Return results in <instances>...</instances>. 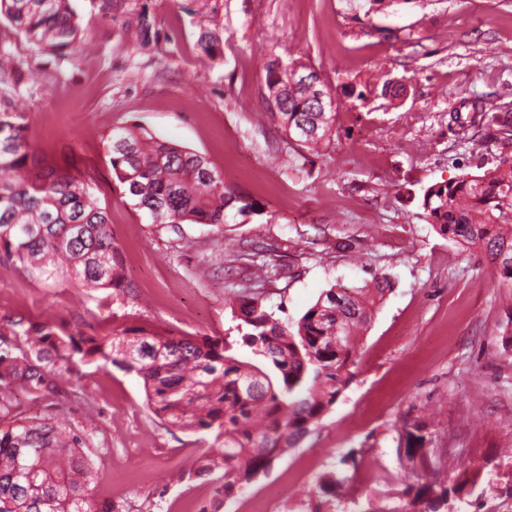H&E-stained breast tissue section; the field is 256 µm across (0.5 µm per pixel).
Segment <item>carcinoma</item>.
Segmentation results:
<instances>
[{
    "mask_svg": "<svg viewBox=\"0 0 512 512\" xmlns=\"http://www.w3.org/2000/svg\"><path fill=\"white\" fill-rule=\"evenodd\" d=\"M7 20L42 51L62 54L81 42L70 0H0ZM141 43L151 41L153 21L139 13ZM218 32L200 28L197 46L213 57ZM266 99L288 139L316 150L331 143L334 100L312 72L296 62L264 64ZM512 141V122L472 104ZM30 142L24 115L0 107V248L19 262L52 268L95 289L123 287L119 249L110 219L89 191L87 177L28 168ZM112 173L125 202L151 224H222L224 210L240 197L201 154L158 141L137 126L112 133ZM423 209L437 233L482 254L498 286L512 295V156L480 174L429 186ZM391 288L385 277L354 289L330 288L295 322H280L258 298L240 301L235 330L241 346L261 364L236 357L227 338L169 336L146 328L118 336H86L65 325L0 318V512H112L90 504L92 470L82 438L46 420L7 423L12 398L34 399L56 391L55 378L74 356L104 360L143 380L152 411L169 425L214 434L196 474L223 471L216 496L223 500L265 474L280 453L294 448L331 408L351 379L356 337ZM427 425L412 423L397 448L412 461L427 441ZM350 476L334 471L321 490L336 493ZM469 478L453 487L420 485L390 512H444L448 492L466 493Z\"/></svg>",
    "mask_w": 512,
    "mask_h": 512,
    "instance_id": "cac0c4a2",
    "label": "carcinoma"
}]
</instances>
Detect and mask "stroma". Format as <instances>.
Wrapping results in <instances>:
<instances>
[{
    "instance_id": "stroma-1",
    "label": "stroma",
    "mask_w": 512,
    "mask_h": 512,
    "mask_svg": "<svg viewBox=\"0 0 512 512\" xmlns=\"http://www.w3.org/2000/svg\"><path fill=\"white\" fill-rule=\"evenodd\" d=\"M91 49L45 53L0 22V100L23 108L31 167L89 175L123 265V292L92 289L22 266L0 251V316L56 321L91 336L132 327L225 336L238 297H259L297 320L332 286L386 276L391 288L361 334L354 378L319 424L242 486L219 512H381L409 487L470 468L471 495L448 512H512V347L499 327L504 289L486 258L438 235L421 207L431 184L512 155L493 140L470 152L465 103L512 114V0H208L224 38L200 53L196 0H71ZM147 11L155 39L140 45ZM313 67L336 104L335 134L319 154L290 141L264 97L262 64ZM404 84L395 98L384 81ZM461 113L462 123L452 120ZM136 125L204 156L252 203L223 224L171 227L140 219L120 195L109 138ZM269 273L251 277L256 256ZM16 418L64 420L94 467L95 504L116 512H205L214 484L194 474L212 443L147 407L139 376L74 360L55 395L18 394ZM430 422L426 456L400 457L403 424ZM345 457L359 476L342 495L321 478Z\"/></svg>"
}]
</instances>
